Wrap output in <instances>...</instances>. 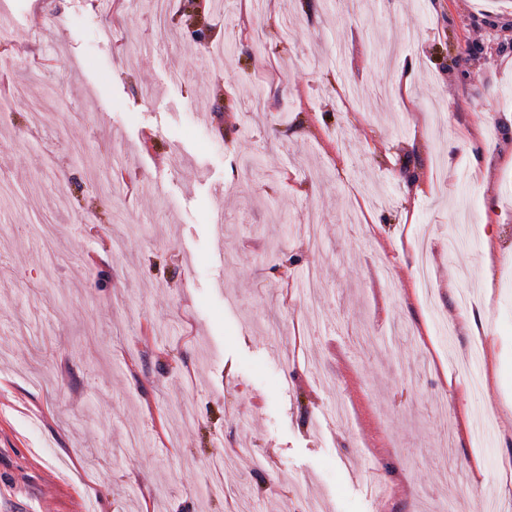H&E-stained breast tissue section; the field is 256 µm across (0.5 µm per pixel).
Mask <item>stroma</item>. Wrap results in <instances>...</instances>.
Here are the masks:
<instances>
[{"label":"stroma","mask_w":512,"mask_h":512,"mask_svg":"<svg viewBox=\"0 0 512 512\" xmlns=\"http://www.w3.org/2000/svg\"><path fill=\"white\" fill-rule=\"evenodd\" d=\"M43 2L0 0V504L512 496V0H227L202 42L188 0Z\"/></svg>","instance_id":"stroma-1"}]
</instances>
